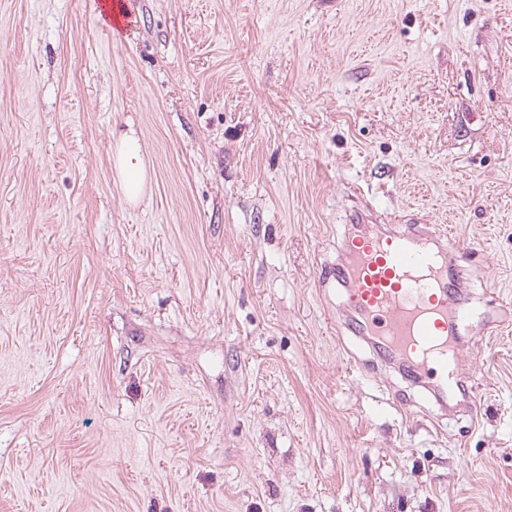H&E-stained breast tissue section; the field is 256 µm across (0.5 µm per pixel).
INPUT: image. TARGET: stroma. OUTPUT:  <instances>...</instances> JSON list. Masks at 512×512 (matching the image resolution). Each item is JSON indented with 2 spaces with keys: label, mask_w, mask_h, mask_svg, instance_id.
<instances>
[{
  "label": "stroma",
  "mask_w": 512,
  "mask_h": 512,
  "mask_svg": "<svg viewBox=\"0 0 512 512\" xmlns=\"http://www.w3.org/2000/svg\"><path fill=\"white\" fill-rule=\"evenodd\" d=\"M131 2L0 0V512H512V326L441 422L321 285L356 186L512 303V0ZM114 175L123 195L129 201L139 200L151 177L142 155L139 139L134 133L119 136L112 155Z\"/></svg>",
  "instance_id": "obj_1"
}]
</instances>
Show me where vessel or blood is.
<instances>
[{
  "mask_svg": "<svg viewBox=\"0 0 512 512\" xmlns=\"http://www.w3.org/2000/svg\"><path fill=\"white\" fill-rule=\"evenodd\" d=\"M350 213L335 274L344 326L370 347L375 365L402 370L446 406L461 383L467 252L450 227L421 217L381 224L363 201Z\"/></svg>",
  "mask_w": 512,
  "mask_h": 512,
  "instance_id": "vessel-or-blood-1",
  "label": "vessel or blood"
}]
</instances>
